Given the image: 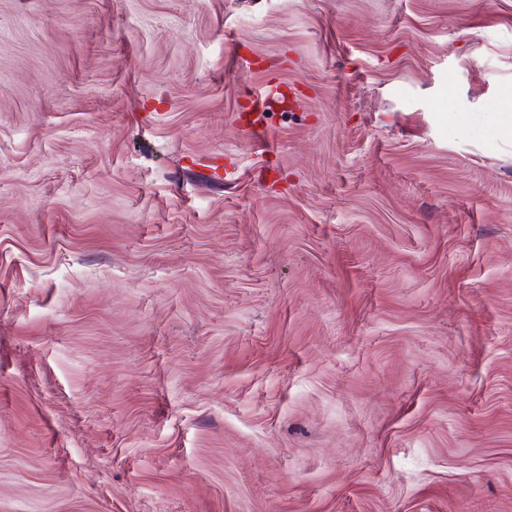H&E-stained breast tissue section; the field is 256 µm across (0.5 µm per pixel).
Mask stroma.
<instances>
[{
  "label": "stroma",
  "instance_id": "stroma-1",
  "mask_svg": "<svg viewBox=\"0 0 512 512\" xmlns=\"http://www.w3.org/2000/svg\"><path fill=\"white\" fill-rule=\"evenodd\" d=\"M510 113L512 0H0V512H512Z\"/></svg>",
  "mask_w": 512,
  "mask_h": 512
}]
</instances>
